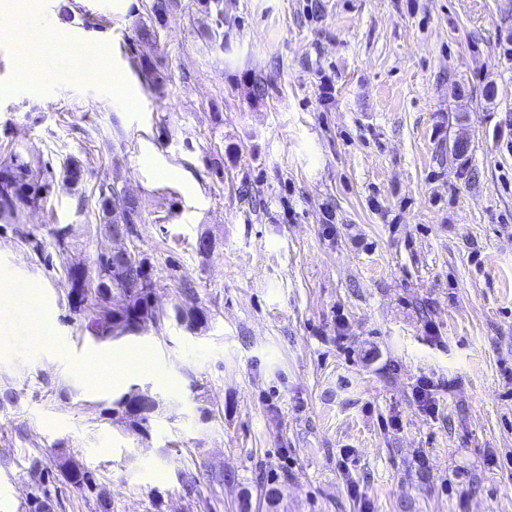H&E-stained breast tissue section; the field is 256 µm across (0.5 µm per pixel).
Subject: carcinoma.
Listing matches in <instances>:
<instances>
[{
  "instance_id": "obj_1",
  "label": "carcinoma",
  "mask_w": 512,
  "mask_h": 512,
  "mask_svg": "<svg viewBox=\"0 0 512 512\" xmlns=\"http://www.w3.org/2000/svg\"><path fill=\"white\" fill-rule=\"evenodd\" d=\"M170 0H151L149 21L141 23L138 35L148 42H157L161 31L166 28ZM36 174L25 163L11 162L0 166V214L13 215L33 205L40 197L43 185L34 181ZM78 205L83 209L91 207L102 212L109 220L107 231L118 224L125 226L132 257L121 265L110 264L97 259L89 267L75 254L67 240V228L57 231V243L62 252V270L70 283L68 304L74 313L86 321V328L100 339L118 337L135 332L132 325L143 322L145 325L160 328L165 313L151 299L156 288L152 268L141 257L134 243V224L139 219L140 206L128 203L114 185H102L88 195L79 197ZM178 320L191 330H197L207 323L205 312L191 305ZM124 405L126 420L131 428L145 432L151 414L157 408V401L144 398L138 393L128 392L117 401ZM54 466L64 483L76 488L97 491L99 512H112L110 496L103 488H98L92 473L67 452L66 444L56 443ZM28 474L36 485L37 493L31 496L29 512H64L66 503L62 496L51 494L43 487L49 481L50 471L44 467L42 459L33 456L29 459Z\"/></svg>"
}]
</instances>
